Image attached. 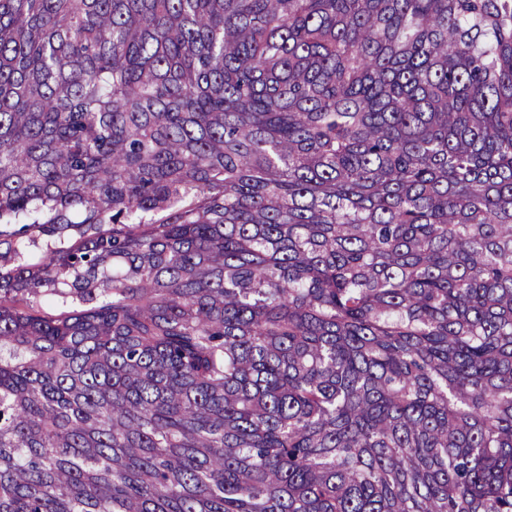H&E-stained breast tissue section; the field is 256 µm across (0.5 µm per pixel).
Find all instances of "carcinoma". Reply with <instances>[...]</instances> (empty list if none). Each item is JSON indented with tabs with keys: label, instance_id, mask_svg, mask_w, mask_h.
Here are the masks:
<instances>
[{
	"label": "carcinoma",
	"instance_id": "obj_1",
	"mask_svg": "<svg viewBox=\"0 0 512 512\" xmlns=\"http://www.w3.org/2000/svg\"><path fill=\"white\" fill-rule=\"evenodd\" d=\"M0 512H512V0H0Z\"/></svg>",
	"mask_w": 512,
	"mask_h": 512
}]
</instances>
